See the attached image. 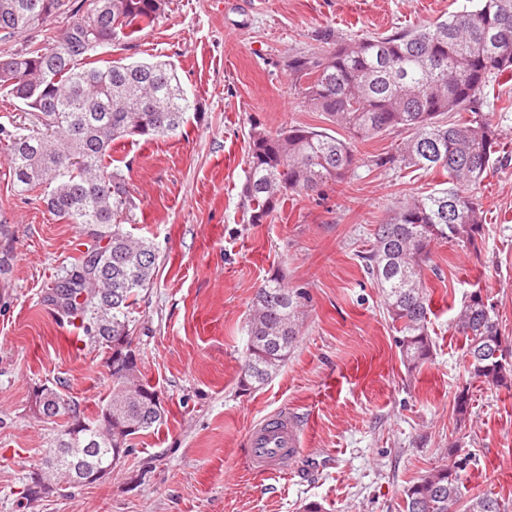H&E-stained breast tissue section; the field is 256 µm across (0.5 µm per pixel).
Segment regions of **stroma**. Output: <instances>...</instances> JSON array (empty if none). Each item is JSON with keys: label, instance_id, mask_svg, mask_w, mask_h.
I'll use <instances>...</instances> for the list:
<instances>
[{"label": "stroma", "instance_id": "stroma-1", "mask_svg": "<svg viewBox=\"0 0 512 512\" xmlns=\"http://www.w3.org/2000/svg\"><path fill=\"white\" fill-rule=\"evenodd\" d=\"M478 0H170L158 24L100 49L99 59L166 60L200 112L181 134L116 141L112 156L131 201L124 232L157 255L152 285L131 318V347L165 419L137 435L134 451L104 480L32 500L29 477L46 472L58 419L33 411L48 385L95 412L112 383L104 349L52 297L88 229L53 217L18 193L0 151V512H404L405 491L448 462L461 444L469 492L512 501V388H490L465 370V339L452 302L479 290L494 305L512 353V82L482 113L499 137L498 161L474 195L483 211L477 249L440 242L424 278L432 299L433 355L407 371L380 292L361 256L393 204L431 192L443 176L386 168L371 158L403 139L378 137L343 185L290 195L249 223L241 190L250 135L323 127L305 103L292 57L339 42L388 35L473 9ZM440 275H433V268ZM303 291L299 333L264 385L242 383L246 322L271 277ZM469 411L453 410L460 391ZM297 414L302 445L287 475L248 470L250 427L280 408Z\"/></svg>", "mask_w": 512, "mask_h": 512}]
</instances>
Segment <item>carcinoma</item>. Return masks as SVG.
Segmentation results:
<instances>
[{"instance_id": "carcinoma-1", "label": "carcinoma", "mask_w": 512, "mask_h": 512, "mask_svg": "<svg viewBox=\"0 0 512 512\" xmlns=\"http://www.w3.org/2000/svg\"><path fill=\"white\" fill-rule=\"evenodd\" d=\"M168 0H90L75 10L64 34L49 47L30 43L13 51L0 68V90L33 113L28 133L0 127L13 185L21 193L41 190L48 211L69 224H85L94 236V259L83 256L56 285L55 302L80 320L90 345L112 350L107 360L112 391L89 418L80 404L56 389L43 390V414L68 416L52 438L48 464L62 485L84 482L83 474L117 466L134 448L112 445L117 425L133 437L162 423L156 391L140 380L131 350L128 313L134 296L150 286L156 255L135 240L117 217L129 204L122 174L112 167V144L135 136L169 137L197 104L166 61L98 67L97 48L130 39L154 26ZM65 7V0H0V38L31 35ZM288 67L306 78L301 93L347 136L323 128L291 126L253 130L243 196L249 223L262 224L290 194H310L340 184L355 173L358 146L379 136L407 133L396 153L375 164L418 167L446 176L447 187L395 205L378 225L365 256L394 329L402 363L413 370L432 356L431 299L423 263L436 241L477 246L483 213L474 197L499 147L495 129L480 112L495 85L512 80V0H480L472 10L436 23L381 37L340 44L324 57L301 55ZM304 295L277 278L258 289L247 322L248 356L243 381L268 382L288 359L298 334ZM470 359L501 350L494 305L475 291L454 318ZM472 377L493 388L512 387V369L488 360ZM73 421L87 427L68 431ZM448 449V464L432 469L407 488L405 512H512L488 493L467 494L461 478L469 455Z\"/></svg>"}]
</instances>
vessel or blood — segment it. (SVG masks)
Returning <instances> with one entry per match:
<instances>
[{
  "label": "vessel or blood",
  "mask_w": 512,
  "mask_h": 512,
  "mask_svg": "<svg viewBox=\"0 0 512 512\" xmlns=\"http://www.w3.org/2000/svg\"><path fill=\"white\" fill-rule=\"evenodd\" d=\"M301 431L291 412L279 409L251 426L245 459L250 469L268 475L285 473L300 446Z\"/></svg>",
  "instance_id": "vessel-or-blood-1"
}]
</instances>
